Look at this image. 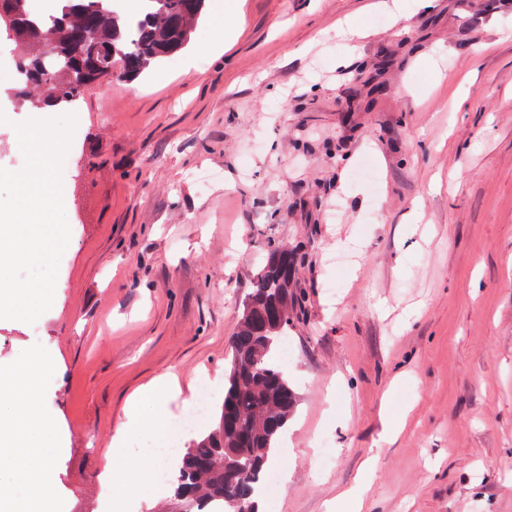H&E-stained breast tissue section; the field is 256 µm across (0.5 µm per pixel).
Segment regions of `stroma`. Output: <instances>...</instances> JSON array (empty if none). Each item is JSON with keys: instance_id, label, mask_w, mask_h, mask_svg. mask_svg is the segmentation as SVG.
I'll return each mask as SVG.
<instances>
[{"instance_id": "obj_1", "label": "stroma", "mask_w": 512, "mask_h": 512, "mask_svg": "<svg viewBox=\"0 0 512 512\" xmlns=\"http://www.w3.org/2000/svg\"><path fill=\"white\" fill-rule=\"evenodd\" d=\"M400 7L206 0L186 48L76 104L0 81V155L15 124L76 117L53 304L0 319V367L31 369L49 423L43 512H102L142 385L179 380L163 432L223 385L273 242L301 245L304 302L273 451L289 474L263 512L344 493L347 512H512V0ZM347 19L364 37L337 36Z\"/></svg>"}]
</instances>
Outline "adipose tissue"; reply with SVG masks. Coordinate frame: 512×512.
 <instances>
[{
  "label": "adipose tissue",
  "mask_w": 512,
  "mask_h": 512,
  "mask_svg": "<svg viewBox=\"0 0 512 512\" xmlns=\"http://www.w3.org/2000/svg\"><path fill=\"white\" fill-rule=\"evenodd\" d=\"M178 393L175 378L164 373L128 400L124 419L112 439V470L105 477L106 486H114L117 476L128 470L151 477L152 449H143L139 457L131 460L125 458L124 451L133 428L143 420L153 419L154 407ZM35 406L32 381L14 370L0 368V473L6 478L5 483H0V512H41V493L54 482L47 456L29 443L30 436L44 428Z\"/></svg>",
  "instance_id": "obj_1"
}]
</instances>
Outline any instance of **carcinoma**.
Listing matches in <instances>:
<instances>
[{
    "label": "carcinoma",
    "instance_id": "cac0c4a2",
    "mask_svg": "<svg viewBox=\"0 0 512 512\" xmlns=\"http://www.w3.org/2000/svg\"><path fill=\"white\" fill-rule=\"evenodd\" d=\"M106 0H59L56 19L36 20L29 0H0V26L27 50L18 67L27 79L16 95L37 90L41 107L77 101L112 77L134 79L185 48L205 0H146L139 18H122ZM301 248L268 249L243 304L224 373V403L217 427L182 456L173 490L175 512H200L218 502L221 512H257L254 496L278 437L291 418L295 396L272 351L287 335L300 306L295 275Z\"/></svg>",
    "mask_w": 512,
    "mask_h": 512
}]
</instances>
